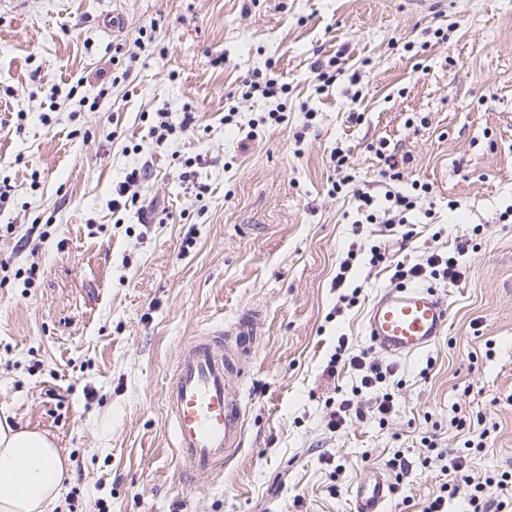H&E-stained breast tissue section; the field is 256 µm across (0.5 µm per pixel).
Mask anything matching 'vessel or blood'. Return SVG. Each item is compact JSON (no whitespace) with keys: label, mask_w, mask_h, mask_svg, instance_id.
<instances>
[{"label":"vessel or blood","mask_w":512,"mask_h":512,"mask_svg":"<svg viewBox=\"0 0 512 512\" xmlns=\"http://www.w3.org/2000/svg\"><path fill=\"white\" fill-rule=\"evenodd\" d=\"M448 306L437 289L404 285L382 291L371 304L366 332L374 349L389 356H410L429 350L447 325ZM254 315L242 316L235 349L225 352L220 332L187 341L166 395L173 446L195 471L219 474L240 451L243 407L236 390L241 362L254 332ZM392 483L383 468L374 467L354 493V512H385Z\"/></svg>","instance_id":"b4317fda"}]
</instances>
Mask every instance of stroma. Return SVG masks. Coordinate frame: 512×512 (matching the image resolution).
I'll return each instance as SVG.
<instances>
[{"label": "stroma", "instance_id": "1", "mask_svg": "<svg viewBox=\"0 0 512 512\" xmlns=\"http://www.w3.org/2000/svg\"><path fill=\"white\" fill-rule=\"evenodd\" d=\"M149 28L157 50L137 52ZM119 47L137 55L124 80ZM318 59L340 69L334 84L312 73ZM257 73L287 96H238ZM277 107L281 124L254 126ZM160 110L177 129L158 144ZM381 140L406 159L397 190L432 188L409 239L360 221L356 191H386L370 149ZM339 146L353 181L337 194ZM134 169L142 206L113 210ZM3 184L0 261L39 277L0 284V421L68 456L50 512H354L355 486L398 453L409 466L386 512H423L448 479L423 441L461 451L459 411L490 430L468 474L512 472V223L499 219L512 205V0H0ZM34 225L46 239L19 251ZM466 238L458 282L423 280L447 302L443 336L381 358L393 413L329 430V398H375L324 368L338 336L371 350L366 315L392 285L390 269L361 263L359 302L341 308V258L377 244L413 264ZM255 307L242 450L221 474L195 473L172 445L170 376L187 338Z\"/></svg>", "mask_w": 512, "mask_h": 512}]
</instances>
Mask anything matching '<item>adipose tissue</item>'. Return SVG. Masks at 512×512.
<instances>
[{
  "label": "adipose tissue",
  "instance_id": "adipose-tissue-1",
  "mask_svg": "<svg viewBox=\"0 0 512 512\" xmlns=\"http://www.w3.org/2000/svg\"><path fill=\"white\" fill-rule=\"evenodd\" d=\"M67 467L47 434L0 423V512H47Z\"/></svg>",
  "mask_w": 512,
  "mask_h": 512
}]
</instances>
